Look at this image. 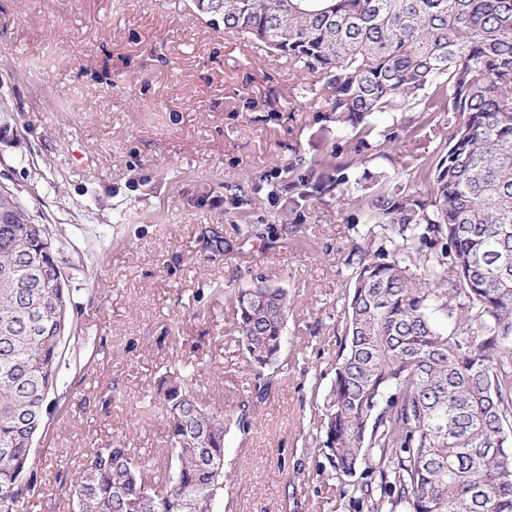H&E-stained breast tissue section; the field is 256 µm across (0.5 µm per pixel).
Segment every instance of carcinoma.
Wrapping results in <instances>:
<instances>
[{"label":"carcinoma","instance_id":"1","mask_svg":"<svg viewBox=\"0 0 512 512\" xmlns=\"http://www.w3.org/2000/svg\"><path fill=\"white\" fill-rule=\"evenodd\" d=\"M211 24L263 43L302 72V97L327 93L336 139L357 164L399 133L448 126L437 162L356 196L372 225L352 268L345 334L316 441L330 477L371 512H512V0H202ZM417 112L399 130L379 116ZM312 186V191L305 190ZM297 196H350L345 180L298 178ZM239 345L263 381L288 369V293L227 295ZM446 313L442 330L434 311ZM71 322L51 234L0 188V512L41 506L34 442L55 395ZM203 363L159 383L169 444L156 467L97 448L69 485L74 512H215L230 475L225 436L246 414H210Z\"/></svg>","mask_w":512,"mask_h":512}]
</instances>
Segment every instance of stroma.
<instances>
[{"mask_svg":"<svg viewBox=\"0 0 512 512\" xmlns=\"http://www.w3.org/2000/svg\"><path fill=\"white\" fill-rule=\"evenodd\" d=\"M299 85L286 59L211 25L193 0H0V186L48 225L73 313L63 400L36 443L56 512L72 510L84 454L163 451L149 399L166 370L197 361L209 412L252 408L248 433L225 439L217 512H368L321 475L315 439L364 215L269 195L292 165L336 174L325 103ZM437 137L423 128L366 167L418 170ZM261 281L290 310L288 371L260 400L224 292Z\"/></svg>","mask_w":512,"mask_h":512,"instance_id":"1","label":"stroma"}]
</instances>
